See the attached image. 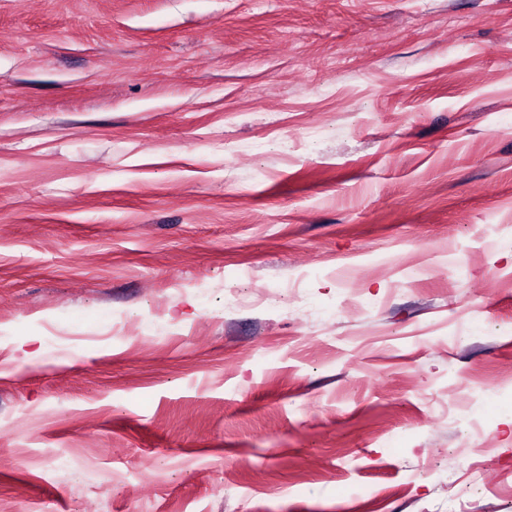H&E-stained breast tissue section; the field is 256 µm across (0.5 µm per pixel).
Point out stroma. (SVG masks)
<instances>
[{"instance_id":"1","label":"stroma","mask_w":512,"mask_h":512,"mask_svg":"<svg viewBox=\"0 0 512 512\" xmlns=\"http://www.w3.org/2000/svg\"><path fill=\"white\" fill-rule=\"evenodd\" d=\"M0 512H512V0H0Z\"/></svg>"}]
</instances>
